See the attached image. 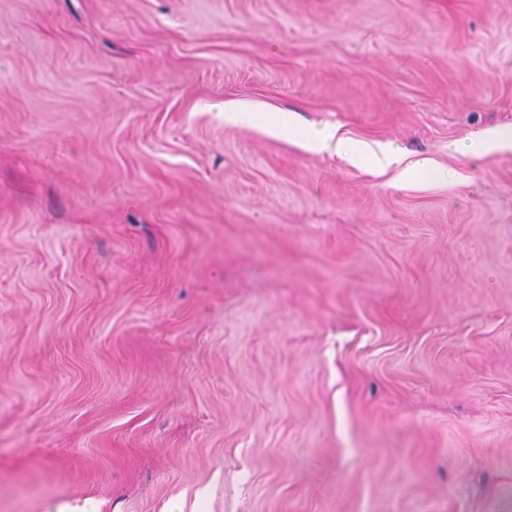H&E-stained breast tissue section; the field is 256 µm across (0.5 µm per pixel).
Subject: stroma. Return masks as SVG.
Wrapping results in <instances>:
<instances>
[{"label": "stroma", "instance_id": "obj_1", "mask_svg": "<svg viewBox=\"0 0 512 512\" xmlns=\"http://www.w3.org/2000/svg\"><path fill=\"white\" fill-rule=\"evenodd\" d=\"M490 128L512 0H0V512H512ZM224 120L261 125L272 134L300 139L310 151H333L354 164H365L370 160L387 164L402 161L399 153L390 146L384 147L379 155L373 149L339 136L335 126L305 127L287 112H257L246 106H236L224 108ZM512 146L511 135H505L497 129L485 131L476 141L468 146V152L474 157H481L490 148Z\"/></svg>", "mask_w": 512, "mask_h": 512}]
</instances>
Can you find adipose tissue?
<instances>
[{
  "label": "adipose tissue",
  "instance_id": "1",
  "mask_svg": "<svg viewBox=\"0 0 512 512\" xmlns=\"http://www.w3.org/2000/svg\"><path fill=\"white\" fill-rule=\"evenodd\" d=\"M224 118L232 122L263 126L270 133L300 139L310 151H332L355 164H364L377 158L388 164L401 160L399 153L392 147H384L378 152L339 136L336 127H305L293 115L285 112H257L246 106H236L225 110Z\"/></svg>",
  "mask_w": 512,
  "mask_h": 512
}]
</instances>
